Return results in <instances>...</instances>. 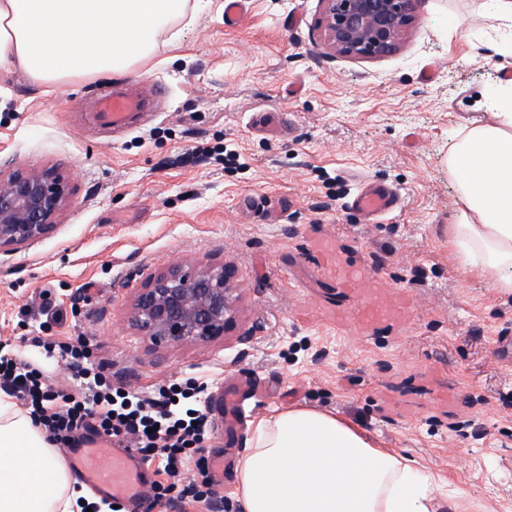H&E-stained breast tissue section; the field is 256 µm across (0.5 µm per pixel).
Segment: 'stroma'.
Here are the masks:
<instances>
[{"label": "stroma", "mask_w": 512, "mask_h": 512, "mask_svg": "<svg viewBox=\"0 0 512 512\" xmlns=\"http://www.w3.org/2000/svg\"><path fill=\"white\" fill-rule=\"evenodd\" d=\"M493 0H420L399 50L332 56L319 0H251L224 26V0H187L151 58L122 76L53 86L0 69V172L55 166L69 181L53 233L0 260V342L49 376L36 337L86 340L114 384L207 382L210 409L238 383L246 418L214 428L215 500L232 494L253 422L309 407L439 474L449 505L512 512V293L448 246L458 221L448 152L491 121L486 91L512 74V29ZM456 18L462 34L448 31ZM163 83L155 111L115 133L93 125L97 93ZM399 190L400 212L370 223L358 179ZM377 267L409 301L405 323L352 336L314 324V305L351 306L322 276L313 241ZM234 265L239 325L255 339L150 349L127 321L134 293L178 259Z\"/></svg>", "instance_id": "obj_1"}]
</instances>
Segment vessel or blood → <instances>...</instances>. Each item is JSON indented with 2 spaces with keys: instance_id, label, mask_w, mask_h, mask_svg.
Masks as SVG:
<instances>
[{
  "instance_id": "obj_1",
  "label": "vessel or blood",
  "mask_w": 512,
  "mask_h": 512,
  "mask_svg": "<svg viewBox=\"0 0 512 512\" xmlns=\"http://www.w3.org/2000/svg\"><path fill=\"white\" fill-rule=\"evenodd\" d=\"M159 94L160 89L156 86L146 93L98 94L93 107L94 119L103 127L125 128L131 115L142 111L146 101ZM352 206L371 218L400 210L402 199L395 189L368 184L358 187ZM315 251L323 259V273L334 277L338 288L357 299L350 309L316 307L312 311L315 320L358 336L367 334L376 323L405 320L409 309L407 300L395 289L374 286L375 267L364 265L355 271H346L336 245L330 239L318 241ZM65 463L95 492L127 504L132 512H151L145 495L149 471L135 450L93 443L79 452L66 453Z\"/></svg>"
}]
</instances>
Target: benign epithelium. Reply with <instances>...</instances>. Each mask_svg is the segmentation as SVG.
<instances>
[{
    "mask_svg": "<svg viewBox=\"0 0 512 512\" xmlns=\"http://www.w3.org/2000/svg\"><path fill=\"white\" fill-rule=\"evenodd\" d=\"M320 29L334 54L394 53L414 22L418 0H322ZM67 181L53 168L12 173L0 184V253L28 246L55 228ZM234 270L226 263L181 260L153 274L131 302L128 321L151 345H205L234 321Z\"/></svg>",
    "mask_w": 512,
    "mask_h": 512,
    "instance_id": "benign-epithelium-1",
    "label": "benign epithelium"
}]
</instances>
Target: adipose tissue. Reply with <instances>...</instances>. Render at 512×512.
Returning a JSON list of instances; mask_svg holds the SVG:
<instances>
[{"mask_svg":"<svg viewBox=\"0 0 512 512\" xmlns=\"http://www.w3.org/2000/svg\"><path fill=\"white\" fill-rule=\"evenodd\" d=\"M186 0H0V67L43 84L123 74L153 53ZM493 122L448 154L463 268L512 292V81L486 96ZM438 476L378 448L350 421L309 408L260 417L237 469L243 512H437ZM49 443L0 396V512H73L81 497Z\"/></svg>","mask_w":512,"mask_h":512,"instance_id":"adipose-tissue-1","label":"adipose tissue"}]
</instances>
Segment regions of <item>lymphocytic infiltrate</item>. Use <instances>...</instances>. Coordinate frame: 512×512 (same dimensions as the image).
<instances>
[{"label":"lymphocytic infiltrate","instance_id":"f902f5d3","mask_svg":"<svg viewBox=\"0 0 512 512\" xmlns=\"http://www.w3.org/2000/svg\"><path fill=\"white\" fill-rule=\"evenodd\" d=\"M69 369L55 381L28 361L0 354V391L26 406L47 441L74 452L93 439L135 449L148 465L151 504L167 512L166 493L181 488V501H208L212 482L191 477L205 450L211 426L206 386L188 381L151 391L113 386L102 365L90 362L85 344L47 338Z\"/></svg>","mask_w":512,"mask_h":512}]
</instances>
